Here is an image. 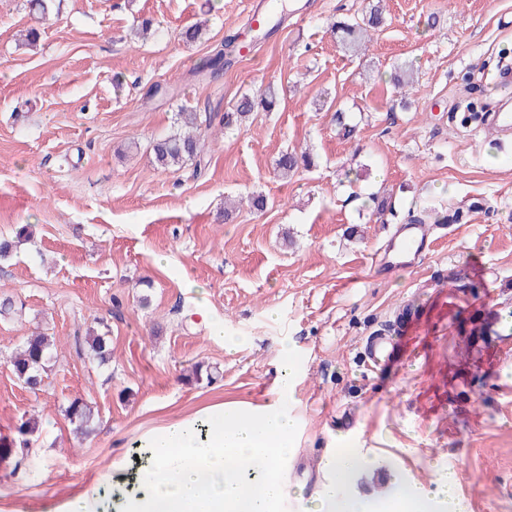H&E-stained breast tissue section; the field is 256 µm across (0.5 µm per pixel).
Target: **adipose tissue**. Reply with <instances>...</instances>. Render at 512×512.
<instances>
[{"label":"adipose tissue","mask_w":512,"mask_h":512,"mask_svg":"<svg viewBox=\"0 0 512 512\" xmlns=\"http://www.w3.org/2000/svg\"><path fill=\"white\" fill-rule=\"evenodd\" d=\"M296 420L278 402L249 410L224 402L155 428L135 441L146 449L139 489L107 499L101 485L47 512H281L289 490L280 465L294 455ZM362 465L352 451L338 450L327 466L334 479L308 512H455L456 475L437 474L418 487L376 503L350 487Z\"/></svg>","instance_id":"ef3b65f1"}]
</instances>
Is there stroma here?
<instances>
[{"label": "stroma", "mask_w": 512, "mask_h": 512, "mask_svg": "<svg viewBox=\"0 0 512 512\" xmlns=\"http://www.w3.org/2000/svg\"><path fill=\"white\" fill-rule=\"evenodd\" d=\"M288 2L266 34L249 29L266 0H52L41 23L27 0H0V238L31 233L0 259V298L13 302L0 315V437L38 424L0 461V512H41L112 469L132 480L142 432L275 398L302 422L284 512H306L322 475L313 458L334 452L344 414L377 463L365 487L384 465L426 487L451 469L463 512H512V346L476 352L459 333L482 308L512 312V142L461 122L471 98L512 107V89L492 86L495 61L512 65V0H384L359 55L331 25L362 18L368 0ZM32 25L30 46L20 32ZM234 33L254 50L219 77L196 75ZM407 63L402 99L392 78ZM270 88L273 111L214 127L202 171L154 163L151 142L178 110L219 121ZM292 149L316 168L280 177L275 161ZM372 193L390 198L385 219ZM257 194L264 210L249 203ZM454 213L418 264L378 261L398 225ZM411 301L418 328L370 370L367 339ZM214 323L247 344L225 347ZM90 328L109 338L108 361L76 345ZM35 330L56 341L36 392L10 365ZM285 343L296 370L284 383ZM198 363L211 379L193 377ZM76 397L94 411L84 435L65 414Z\"/></svg>", "instance_id": "35a3bbf8"}]
</instances>
